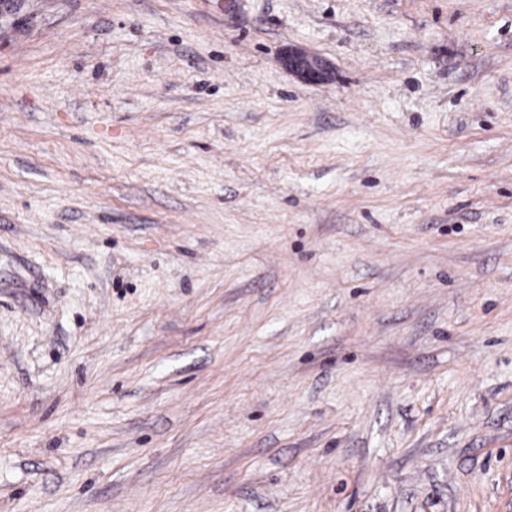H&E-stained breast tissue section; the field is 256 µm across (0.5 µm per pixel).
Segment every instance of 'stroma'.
I'll use <instances>...</instances> for the list:
<instances>
[{"mask_svg": "<svg viewBox=\"0 0 512 512\" xmlns=\"http://www.w3.org/2000/svg\"><path fill=\"white\" fill-rule=\"evenodd\" d=\"M0 512H512V0H29ZM283 62L289 71L308 84H320L327 79L328 68L324 61L303 50L287 51Z\"/></svg>", "mask_w": 512, "mask_h": 512, "instance_id": "1", "label": "stroma"}]
</instances>
